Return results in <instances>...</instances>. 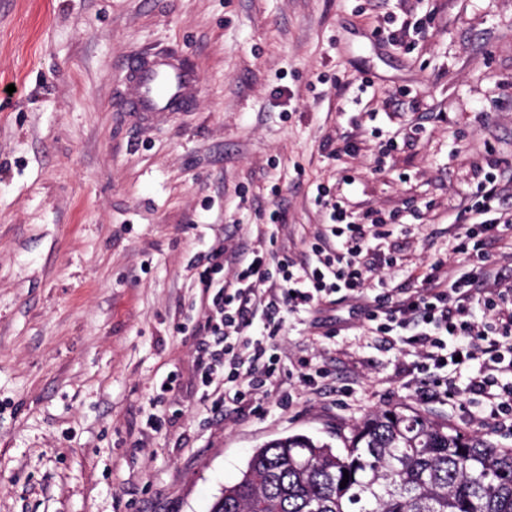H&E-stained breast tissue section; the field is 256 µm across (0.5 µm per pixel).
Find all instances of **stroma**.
Here are the masks:
<instances>
[{"label":"stroma","mask_w":512,"mask_h":512,"mask_svg":"<svg viewBox=\"0 0 512 512\" xmlns=\"http://www.w3.org/2000/svg\"><path fill=\"white\" fill-rule=\"evenodd\" d=\"M408 10L429 17L413 47L374 36ZM154 50L199 86L146 118L123 104L124 65ZM365 77L406 136L380 173L377 139L321 150L356 111L339 85ZM493 160L512 171V0H0V512H210L255 448L306 434L340 451L388 407L512 447L478 401L420 402L413 352L359 347L351 303L332 339L287 317L279 346L321 347L330 371L289 410L204 412L200 338L180 329L201 318L192 264L213 225L230 250L262 224L275 249L307 250L316 185L350 174L363 206L401 210L405 260L386 279L410 287Z\"/></svg>","instance_id":"35a3bbf8"}]
</instances>
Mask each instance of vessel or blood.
Masks as SVG:
<instances>
[{
	"label": "vessel or blood",
	"mask_w": 512,
	"mask_h": 512,
	"mask_svg": "<svg viewBox=\"0 0 512 512\" xmlns=\"http://www.w3.org/2000/svg\"><path fill=\"white\" fill-rule=\"evenodd\" d=\"M199 84L187 64L161 59L140 66L133 87V105L141 112H176Z\"/></svg>",
	"instance_id": "b4317fda"
}]
</instances>
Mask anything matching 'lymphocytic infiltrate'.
<instances>
[{"label":"lymphocytic infiltrate","mask_w":512,"mask_h":512,"mask_svg":"<svg viewBox=\"0 0 512 512\" xmlns=\"http://www.w3.org/2000/svg\"><path fill=\"white\" fill-rule=\"evenodd\" d=\"M506 175L486 172L475 200L460 208L453 223L451 251L462 266L448 271L436 260L419 287H388L383 272L403 262L394 242L395 211L354 209L351 201L317 186L326 221L314 232L305 259L262 246L235 251L230 279L224 267V241L214 239L200 260L208 267L198 278L203 320L195 326L202 341L197 370L203 408L214 414L246 409L258 412L276 396L281 408L293 405L284 381L319 391L328 371L315 354L282 362L275 343L291 314L320 312L329 298L355 301L361 329L381 339L397 337L413 348L410 374L430 379L421 399L480 397L486 422L512 432V275L506 274L492 246L512 238V212L503 208ZM382 242L373 250V242ZM479 363L477 374L458 386L457 371Z\"/></svg>","instance_id":"lymphocytic-infiltrate-1"}]
</instances>
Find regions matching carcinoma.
<instances>
[{
	"label": "carcinoma",
	"mask_w": 512,
	"mask_h": 512,
	"mask_svg": "<svg viewBox=\"0 0 512 512\" xmlns=\"http://www.w3.org/2000/svg\"><path fill=\"white\" fill-rule=\"evenodd\" d=\"M343 444L267 442L210 512H512V448L480 435L395 407L367 415Z\"/></svg>",
	"instance_id": "cac0c4a2"
}]
</instances>
